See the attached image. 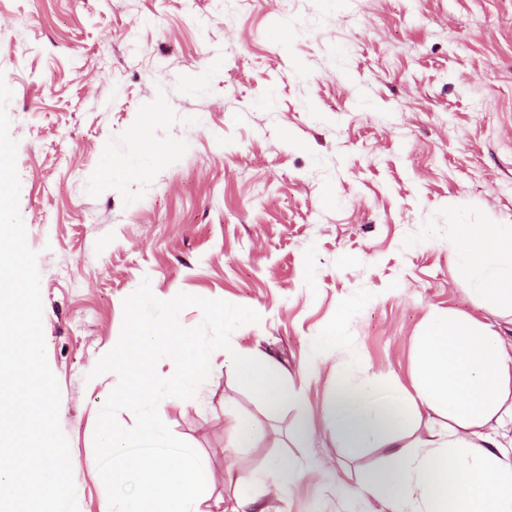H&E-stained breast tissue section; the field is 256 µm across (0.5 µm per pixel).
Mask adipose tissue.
<instances>
[{"label": "adipose tissue", "instance_id": "adipose-tissue-1", "mask_svg": "<svg viewBox=\"0 0 512 512\" xmlns=\"http://www.w3.org/2000/svg\"><path fill=\"white\" fill-rule=\"evenodd\" d=\"M451 221L455 273L485 320L433 316L401 404H373L368 377L339 379L331 396L330 438L386 451L356 492L364 512H512V338L493 323L512 317V224ZM425 409L447 418L443 431L422 430Z\"/></svg>", "mask_w": 512, "mask_h": 512}]
</instances>
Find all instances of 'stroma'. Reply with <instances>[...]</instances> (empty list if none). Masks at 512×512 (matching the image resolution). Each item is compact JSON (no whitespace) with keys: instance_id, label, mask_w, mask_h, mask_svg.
I'll use <instances>...</instances> for the list:
<instances>
[{"instance_id":"35a3bbf8","label":"stroma","mask_w":512,"mask_h":512,"mask_svg":"<svg viewBox=\"0 0 512 512\" xmlns=\"http://www.w3.org/2000/svg\"><path fill=\"white\" fill-rule=\"evenodd\" d=\"M0 76L79 512L107 494L93 412L117 384L91 371L145 279L162 300L257 311L231 348L274 357L302 393L267 413L228 363L199 398L160 404L212 468L220 512L241 495L360 512L352 491L384 449L320 433L308 449L297 431L323 425L340 375L401 399L425 322L481 315L454 277L450 218L512 224V0H234L229 15L217 0H0ZM139 129L162 153L132 180ZM312 451L339 491L310 473L251 484Z\"/></svg>"}]
</instances>
